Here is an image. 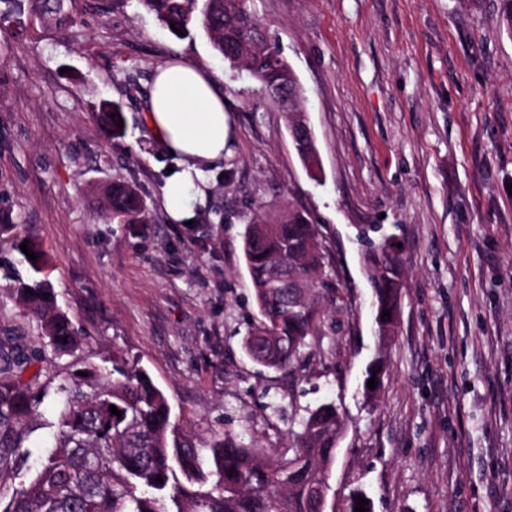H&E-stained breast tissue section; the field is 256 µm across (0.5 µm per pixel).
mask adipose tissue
<instances>
[{
  "label": "adipose tissue",
  "instance_id": "adipose-tissue-1",
  "mask_svg": "<svg viewBox=\"0 0 512 512\" xmlns=\"http://www.w3.org/2000/svg\"><path fill=\"white\" fill-rule=\"evenodd\" d=\"M144 121L160 147L175 158L162 188L169 220H195V204L207 195L205 173L224 156L228 127L222 91L195 63L169 59L155 71Z\"/></svg>",
  "mask_w": 512,
  "mask_h": 512
}]
</instances>
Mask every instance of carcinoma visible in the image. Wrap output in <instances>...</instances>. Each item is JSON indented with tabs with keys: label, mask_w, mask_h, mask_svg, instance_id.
Returning a JSON list of instances; mask_svg holds the SVG:
<instances>
[{
	"label": "carcinoma",
	"mask_w": 512,
	"mask_h": 512,
	"mask_svg": "<svg viewBox=\"0 0 512 512\" xmlns=\"http://www.w3.org/2000/svg\"><path fill=\"white\" fill-rule=\"evenodd\" d=\"M65 0H27L9 12L29 10L40 20L67 23ZM168 32L184 38L204 32L214 52L231 66L247 64L262 89L287 87L286 64L272 59L278 48L255 47L250 0H141ZM122 107L100 104L97 121L119 137ZM314 181L322 176L311 139L299 134ZM102 215L117 224H149L151 214L138 188L115 181L102 192ZM365 262L373 288L375 313L390 311L386 325L398 322L401 268L392 238L376 242L363 234ZM243 254L259 312L244 337L248 355L274 371L307 377L310 339L335 331L322 300L319 272L324 245L318 225L298 211L253 217L243 235ZM23 311L43 323L55 351L71 354L78 337L57 308L53 289L32 278L16 288ZM30 358L0 359V485L24 470L29 451H21L28 421L39 414L41 397L21 380ZM60 382L53 441L28 484L0 499V512H316L312 492L330 488L329 480L342 435L333 402L306 411L288 451L272 458L226 432L207 448H194L171 421L163 390L133 358L112 356V370L84 369ZM89 391H84V388ZM115 406L121 416L111 414ZM163 482H156V478Z\"/></svg>",
	"instance_id": "cac0c4a2"
}]
</instances>
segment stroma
<instances>
[{"label":"stroma","instance_id":"stroma-1","mask_svg":"<svg viewBox=\"0 0 512 512\" xmlns=\"http://www.w3.org/2000/svg\"><path fill=\"white\" fill-rule=\"evenodd\" d=\"M65 25L0 26V266L35 241L43 278L78 336L61 355L0 276V352L37 347L58 383L111 369L122 350L164 391L179 432L208 447L229 431L268 456L305 411L342 414L335 512H512V34L503 0H254L298 75L323 179L312 181L287 115L205 34L180 40L140 0H68ZM189 58L223 89L229 136L196 224L168 220L171 159L143 120L158 65ZM126 133L107 136L102 100ZM140 189L149 224H113L97 191ZM318 224L335 334L312 339L309 375L264 369L242 348L258 317L242 253L254 213ZM402 248L398 329L376 335L362 232ZM384 363L364 396L368 365ZM111 113H115V118H111ZM118 116L123 120V127H118ZM97 121L102 125L105 133L110 137H119L124 133V115L122 107L111 101H103L100 104L99 111L96 114Z\"/></svg>","mask_w":512,"mask_h":512}]
</instances>
